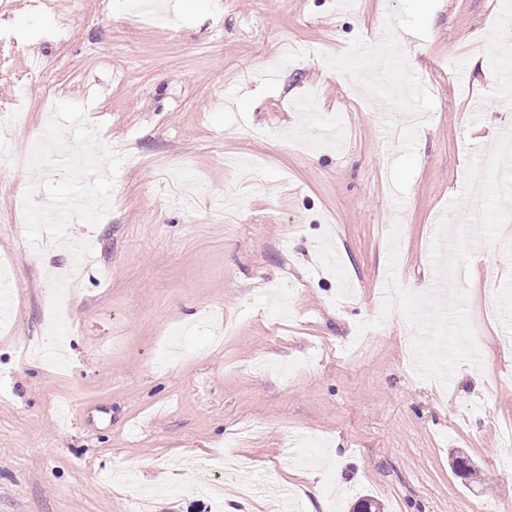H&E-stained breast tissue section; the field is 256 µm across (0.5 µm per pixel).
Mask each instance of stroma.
<instances>
[{
    "instance_id": "35a3bbf8",
    "label": "stroma",
    "mask_w": 512,
    "mask_h": 512,
    "mask_svg": "<svg viewBox=\"0 0 512 512\" xmlns=\"http://www.w3.org/2000/svg\"><path fill=\"white\" fill-rule=\"evenodd\" d=\"M163 2L0 0V112L27 110L0 120V512H216L196 489L223 471L252 512H512V179L477 156L506 125L512 0ZM383 28L405 61L380 75ZM76 154L101 206L27 222L30 187L80 195ZM77 263L60 361L51 273Z\"/></svg>"
}]
</instances>
